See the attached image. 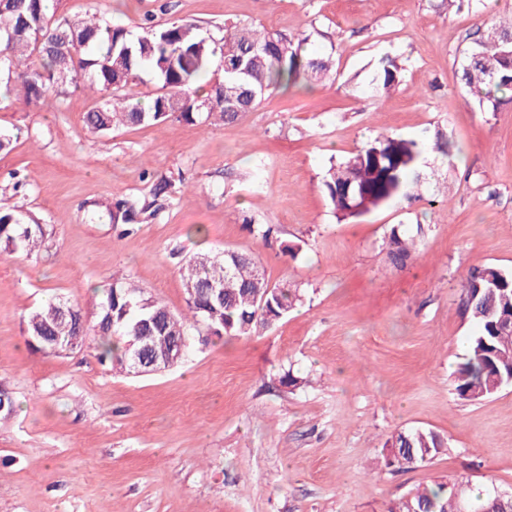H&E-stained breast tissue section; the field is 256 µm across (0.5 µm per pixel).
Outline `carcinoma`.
Segmentation results:
<instances>
[{"label": "carcinoma", "instance_id": "cac0c4a2", "mask_svg": "<svg viewBox=\"0 0 512 512\" xmlns=\"http://www.w3.org/2000/svg\"><path fill=\"white\" fill-rule=\"evenodd\" d=\"M140 29L135 34L95 14L55 20L48 0H0V69L8 71L30 102L50 91L64 95L69 85L85 82L100 93L84 117L94 136L169 119L232 123L271 91L287 90L302 79L320 81L332 69L330 58L306 51V35L287 38L237 25L226 36L207 40L191 23L160 27L148 16ZM511 51L512 20L491 24L463 50L460 81L479 110L496 112L512 101ZM33 56L39 64H33ZM216 60L222 79L200 84ZM146 76L158 82V94L148 106L126 94L128 86ZM403 77L398 59L385 55L374 66L369 89L382 97ZM426 148L422 138L381 136L365 142L352 157L325 171L322 189L328 203L339 218L350 220L401 199L422 198ZM181 184L179 176L154 172L148 193L117 200L107 216L114 224H149ZM48 235V225L0 205L1 251L29 257ZM414 252V240L391 233L393 267L405 266ZM179 272L184 313L171 312L134 282L117 279L103 293L92 320L64 296L28 313V346L60 356L88 342L102 363L127 374L130 342L151 355L166 341L189 336L195 324L205 325L217 338L249 336L259 325L267 328L282 320L301 301L299 292L272 284L250 255L231 249L215 261L207 253L194 255ZM461 288L464 311L477 331L470 337L466 362L456 371L455 390L463 399L480 401L512 385V333L502 334L499 325L500 315L512 312V273L485 265L471 270ZM386 446L383 465L388 468L426 464L448 452L447 440L425 428L399 431ZM462 506L471 512H512V495H499L493 485L476 493L461 482L437 481L402 496L389 512H459Z\"/></svg>", "mask_w": 512, "mask_h": 512}]
</instances>
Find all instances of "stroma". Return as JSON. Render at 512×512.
Wrapping results in <instances>:
<instances>
[{"mask_svg":"<svg viewBox=\"0 0 512 512\" xmlns=\"http://www.w3.org/2000/svg\"><path fill=\"white\" fill-rule=\"evenodd\" d=\"M55 16L98 14L133 27L185 20L200 36L230 24L310 36L334 71L309 90L278 91L227 124L119 127L90 135L94 98L79 88L26 103L0 96V199L48 224L28 258L0 252V512H388L437 479L512 492V386L461 399L455 373L476 328L461 304L473 268L512 271V103L478 111L460 88L469 34L512 0H51ZM396 56L404 79L377 98L373 64ZM422 200L338 220L321 180L364 142L433 140ZM180 174L161 217L131 232L91 212L148 191L143 170ZM447 187V202L426 196ZM206 239L188 236L191 225ZM269 225L261 240L255 228ZM418 234L407 266L388 259L392 231ZM254 253L271 283L303 296L255 334L192 330L177 368L127 376L82 347L32 350L22 319L50 297L94 317L114 279L185 312L179 267L200 251ZM303 385L279 387L284 371ZM430 428L446 455L411 469L377 460L391 435Z\"/></svg>","mask_w":512,"mask_h":512,"instance_id":"stroma-1","label":"stroma"}]
</instances>
